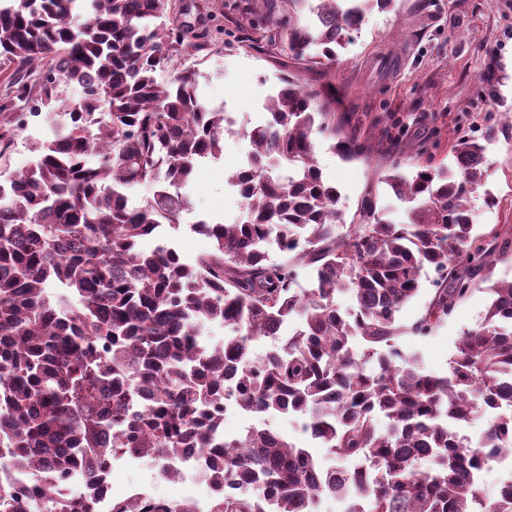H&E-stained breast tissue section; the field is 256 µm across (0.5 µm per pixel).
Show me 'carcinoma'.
<instances>
[{
  "label": "carcinoma",
  "instance_id": "1",
  "mask_svg": "<svg viewBox=\"0 0 512 512\" xmlns=\"http://www.w3.org/2000/svg\"><path fill=\"white\" fill-rule=\"evenodd\" d=\"M391 2L288 0V53L333 61L366 12ZM161 6L0 0V63L14 67L0 159L17 126L39 119L47 130L29 167L0 169V455L25 477L0 488V512H97L95 494L67 493L80 470L100 486L128 456L172 475L187 448L216 489L207 512H309L324 498L348 503L344 512H512V472L492 497L481 482L512 448V280L493 279L512 245L472 235L482 143L460 136L454 166L382 176L406 219L379 217L369 192L338 235L340 192L311 138L326 100L283 77L265 123L243 132L249 166L229 174L246 222L194 225L212 250L192 263L167 246L146 250L189 210L180 189L196 164L224 150V108L200 98L194 68L175 65L199 46L162 21ZM304 8L305 24L294 17ZM332 149L363 154L346 137ZM147 182L152 198L130 205ZM302 270L308 296L294 288ZM477 271L489 283L482 323L460 337L447 373L425 371L399 343L398 313L435 273L408 328L426 340ZM341 293L354 313L337 305ZM210 324L226 330L212 346ZM262 336L274 346L255 357ZM227 395L246 413L301 418L340 466L321 467L312 447L262 426L225 436ZM477 418L474 444L459 428ZM110 512L197 508L151 496Z\"/></svg>",
  "mask_w": 512,
  "mask_h": 512
}]
</instances>
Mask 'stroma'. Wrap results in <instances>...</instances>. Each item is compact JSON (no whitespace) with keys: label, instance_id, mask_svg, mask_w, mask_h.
<instances>
[{"label":"stroma","instance_id":"obj_1","mask_svg":"<svg viewBox=\"0 0 512 512\" xmlns=\"http://www.w3.org/2000/svg\"><path fill=\"white\" fill-rule=\"evenodd\" d=\"M202 2L205 11L191 12L189 21L204 48L189 61L208 102L226 105L250 128L264 122L267 96L290 76L330 96L337 133L364 144L362 156L345 161L330 150L325 131L312 133L322 175L340 190L345 216H353L369 194L378 214L403 221L405 205L381 176L395 167L410 172L451 165L452 143L470 135L484 144L488 167L472 196L474 233L486 242L497 232L512 234V0H393L388 8L370 10L347 48L325 66L288 54L281 26L253 29V0ZM43 140L37 122L17 131L5 158L9 169L28 167ZM244 147L241 139L225 138L220 159L197 164L186 189L192 208L166 229L170 246L184 259L211 248L194 231L197 220H245V206L228 182ZM489 195L494 205H486ZM488 302L482 283H474L433 337L404 339V347L419 351L427 371L446 372L460 337L482 321ZM111 479L119 491L132 485L170 501L182 497L179 482L161 478L144 461H114Z\"/></svg>","mask_w":512,"mask_h":512}]
</instances>
